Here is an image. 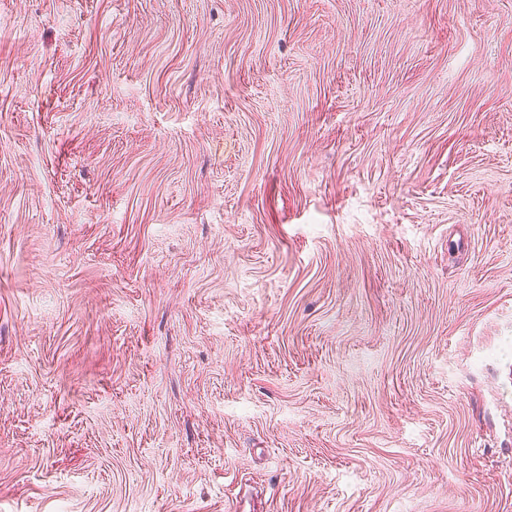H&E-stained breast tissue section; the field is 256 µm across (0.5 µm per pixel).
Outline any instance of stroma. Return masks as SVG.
I'll return each mask as SVG.
<instances>
[{
    "mask_svg": "<svg viewBox=\"0 0 512 512\" xmlns=\"http://www.w3.org/2000/svg\"><path fill=\"white\" fill-rule=\"evenodd\" d=\"M512 512V0H0V512Z\"/></svg>",
    "mask_w": 512,
    "mask_h": 512,
    "instance_id": "stroma-1",
    "label": "stroma"
}]
</instances>
